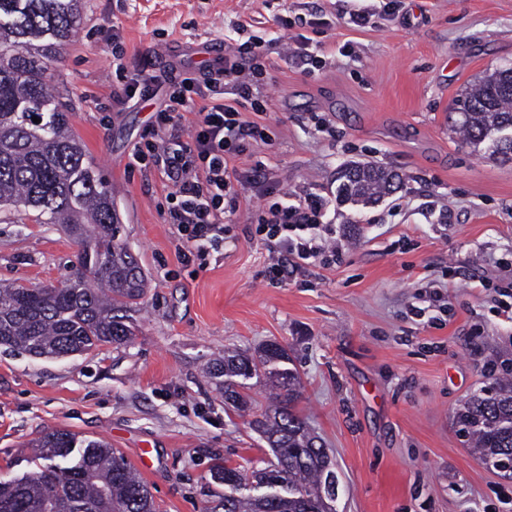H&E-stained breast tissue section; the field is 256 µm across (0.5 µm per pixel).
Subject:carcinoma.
<instances>
[{
  "mask_svg": "<svg viewBox=\"0 0 512 512\" xmlns=\"http://www.w3.org/2000/svg\"><path fill=\"white\" fill-rule=\"evenodd\" d=\"M83 0H0V222L63 224L78 246L67 282L57 288L0 285V345L34 358L88 353L127 344L133 331L121 312L145 293L138 258L126 246L112 192L95 173L71 130L73 112L56 100L48 78L59 49L83 14ZM40 122L35 123L32 117ZM452 127L478 148L498 127L512 124V67L486 70L449 113ZM398 176L370 162L351 161L336 172L337 196L363 205L391 193ZM288 348L276 341L254 356L224 354V403L248 405L246 381L264 377L273 409L252 422L274 461L255 469L288 484L276 501L212 495L202 512H322V496L338 484L327 449L294 411L301 379L287 367ZM477 459L504 461L512 472V381L499 380L464 402L457 414ZM37 471L0 481V512H157L148 485L107 442L49 431L36 442ZM79 448L78 466L57 460ZM212 479L226 487L243 469L215 462Z\"/></svg>",
  "mask_w": 512,
  "mask_h": 512,
  "instance_id": "cac0c4a2",
  "label": "carcinoma"
}]
</instances>
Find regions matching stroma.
Wrapping results in <instances>:
<instances>
[{"instance_id":"35a3bbf8","label":"stroma","mask_w":512,"mask_h":512,"mask_svg":"<svg viewBox=\"0 0 512 512\" xmlns=\"http://www.w3.org/2000/svg\"><path fill=\"white\" fill-rule=\"evenodd\" d=\"M384 2L357 0L373 15L360 28L336 0H85L51 73L147 290L125 347L39 359L0 346L1 476L34 472L33 442L61 429L139 465L160 512H200L215 460L271 458L250 426L271 405L265 380H249L239 413L209 372L225 351L278 341L303 381L297 409L336 466L339 512H512V479L473 456L455 421L512 379V321L497 311L512 294V161L474 151L447 121L486 69L512 66V0H396L390 15ZM300 34L311 57L288 53ZM252 35L265 52L241 111L270 141L235 164L321 194L344 246L340 263L277 284L247 213L223 252L183 263L160 213L165 175L130 164L159 103L143 80L222 64ZM352 160L397 170L403 187L339 202L333 176ZM76 250L61 225L0 223V281L61 285ZM439 283L443 311L429 300Z\"/></svg>"}]
</instances>
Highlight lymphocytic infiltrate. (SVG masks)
Returning a JSON list of instances; mask_svg holds the SVG:
<instances>
[{"mask_svg": "<svg viewBox=\"0 0 512 512\" xmlns=\"http://www.w3.org/2000/svg\"><path fill=\"white\" fill-rule=\"evenodd\" d=\"M244 75L242 60L228 54L221 67L167 81L150 138L135 148L132 163L146 171L163 170L169 191L162 216L172 225L185 261L222 249L228 224L250 194L260 193L266 202L253 222L268 251L270 281L284 280L289 270L309 264L334 265L342 251L331 244L336 229L324 220V198L276 190L270 180L246 177L234 164L253 144L267 140L264 125L245 120L238 108L239 98L250 94ZM228 77L238 80V99L224 96ZM183 134L189 137L186 145L170 149V141Z\"/></svg>", "mask_w": 512, "mask_h": 512, "instance_id": "f902f5d3", "label": "lymphocytic infiltrate"}]
</instances>
